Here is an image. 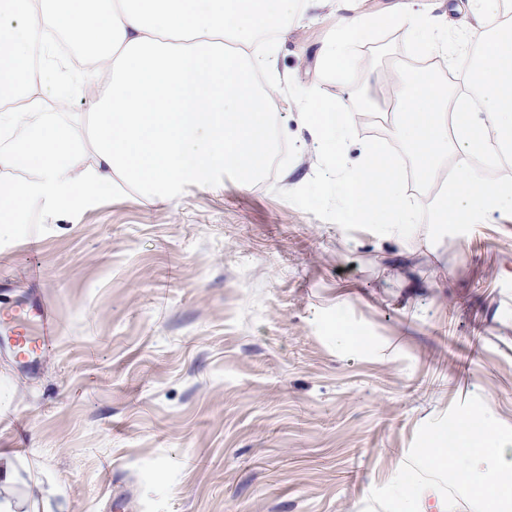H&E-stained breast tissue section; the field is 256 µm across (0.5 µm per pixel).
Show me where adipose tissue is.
Listing matches in <instances>:
<instances>
[{
    "label": "adipose tissue",
    "instance_id": "obj_1",
    "mask_svg": "<svg viewBox=\"0 0 512 512\" xmlns=\"http://www.w3.org/2000/svg\"><path fill=\"white\" fill-rule=\"evenodd\" d=\"M306 0H0V230L31 209L76 212L125 186L155 200L183 183L208 186L231 169L250 185L273 129L253 75L274 73L258 36L301 13ZM435 0H403L398 13L418 52L452 39ZM386 16L342 20L321 60L349 62ZM65 34L90 60L72 71L51 42L32 61L36 29ZM89 95L88 139L60 120L73 92Z\"/></svg>",
    "mask_w": 512,
    "mask_h": 512
}]
</instances>
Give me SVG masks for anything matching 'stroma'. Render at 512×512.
I'll use <instances>...</instances> for the list:
<instances>
[{"mask_svg":"<svg viewBox=\"0 0 512 512\" xmlns=\"http://www.w3.org/2000/svg\"><path fill=\"white\" fill-rule=\"evenodd\" d=\"M348 0L282 25L277 75L351 102L319 78ZM404 28L360 48L380 112L347 147L393 140L378 75L415 60ZM274 148L250 186L224 170L166 202L135 189L0 235V324L39 294L60 323L35 370L0 342V451L31 512H362L416 432L480 396L512 426V217L431 242L344 231L279 197L318 151L295 103L269 102ZM360 329L364 350L336 342Z\"/></svg>","mask_w":512,"mask_h":512,"instance_id":"obj_1","label":"stroma"}]
</instances>
